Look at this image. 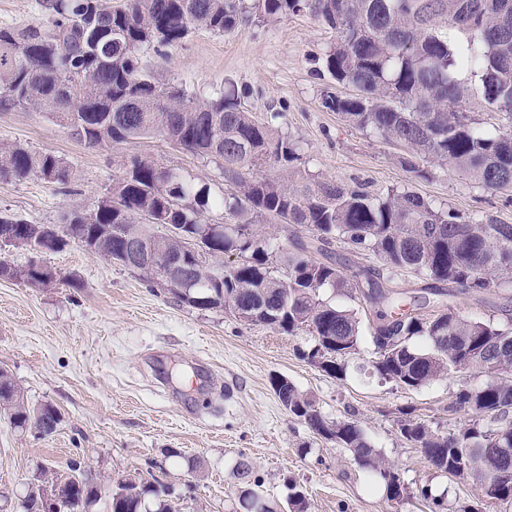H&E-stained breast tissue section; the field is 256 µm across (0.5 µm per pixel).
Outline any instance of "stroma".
<instances>
[{
  "instance_id": "1",
  "label": "stroma",
  "mask_w": 512,
  "mask_h": 512,
  "mask_svg": "<svg viewBox=\"0 0 512 512\" xmlns=\"http://www.w3.org/2000/svg\"><path fill=\"white\" fill-rule=\"evenodd\" d=\"M336 39L334 29L303 11L224 35L196 31L165 55L145 48L140 56L159 81L185 88L200 103L230 83L249 87L247 108L260 119L282 112V134L300 147L296 166L312 178L361 182L375 193L408 189L435 205L512 224V192L486 190L447 166L415 177L402 166L399 145L323 108L329 86L316 74V59ZM0 144L55 154L72 171L65 187L35 176L0 181V212L33 224L58 225L65 212L93 210L136 158L213 195L224 192L215 160L163 137L93 148L31 108L0 111ZM42 260L55 273L49 286L0 279V369L30 405L52 404L62 422L42 437L0 416V512H21L41 467L65 475L74 460L103 483L153 474L168 487L176 512H237L244 464L277 502L296 482L309 512H427L418 495L425 485L446 495L450 512L479 498L473 481L448 478L406 442L396 417L403 409L456 431L466 416L448 413L453 394L463 385L482 386L484 377L459 372L418 389L395 386L356 371L372 358L365 337L354 367L336 379L304 358L313 344L308 333L289 336L221 308H193L78 243ZM453 305L466 316L512 326V287L478 298L458 292ZM274 375L311 395L327 417L354 414L404 484L403 499L388 500L383 486H368L347 449L289 416L271 387Z\"/></svg>"
}]
</instances>
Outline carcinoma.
<instances>
[{
	"label": "carcinoma",
	"mask_w": 512,
	"mask_h": 512,
	"mask_svg": "<svg viewBox=\"0 0 512 512\" xmlns=\"http://www.w3.org/2000/svg\"><path fill=\"white\" fill-rule=\"evenodd\" d=\"M41 18L24 27L0 26V110L25 107L55 121L84 128L90 146L118 145L130 139L166 135L173 128L180 148L219 161L229 190L210 197L150 161L135 159L93 209L95 222L84 224L74 211L68 240L99 230L110 232L96 255L110 259L124 250L131 235L156 238L163 251L183 248L176 238L157 236L140 222L147 212L155 224L175 226L202 238L208 255H237L238 261L217 274L194 267L170 289L179 301L212 308V296L224 293L231 306L257 314L262 324L294 336L308 332L314 345L304 358L329 376L346 374V359L357 354L362 331L359 310L320 298L331 288L351 300L357 294L377 307L369 323L374 359L370 366L396 385L418 388L452 373L474 371L487 377L477 388L461 387L448 411L464 412L467 424L454 433L432 429L420 419L399 421L400 435L422 450L438 470L470 479L485 489L504 472L498 493L488 502L512 507V329L444 308L423 317L395 289L396 277L411 272L431 295H450L452 285L480 296L512 284V224L493 215L436 209L418 193L389 189L373 193L359 183L314 180L291 166L298 146L279 131L283 113L263 121L244 107L251 96L244 87L221 90L203 103L182 88L147 77L140 50L158 54L193 30L226 34L255 21H276L307 10L336 30V44L317 59L318 71L355 93L327 91L323 106L352 125L370 129L403 146L401 164L419 178L429 176L419 159L451 164L452 170L487 190L512 184V0H37ZM477 78L481 97L504 114L508 126L487 128L465 112ZM290 164L288 178L257 176L268 159ZM36 175L65 185L69 166L51 153L0 145V181ZM233 218L212 227L201 222L210 207ZM272 219L294 232L310 233L281 247L283 267L270 260L272 244L250 226ZM0 224L15 225L18 247H27L31 224L0 214ZM340 239L358 253L370 252L381 266L347 272L309 253L325 252ZM420 337L427 347L411 340ZM288 414L311 432L348 449L368 482H381L390 500L404 495L403 485L388 479L391 467L375 450L357 421L331 419L315 399L292 382L273 380ZM0 401L10 405L9 422L52 435L61 422L51 404L29 407L8 372L0 370ZM58 474L44 467L29 486L28 504L53 485ZM238 503L250 512L274 506L260 492V481L242 467ZM285 512H308L304 492L288 486ZM65 512H84L101 495L90 480L65 490ZM429 512H443L445 497L420 490ZM110 512H174L166 487H156L135 473L109 489Z\"/></svg>",
	"instance_id": "cac0c4a2"
}]
</instances>
